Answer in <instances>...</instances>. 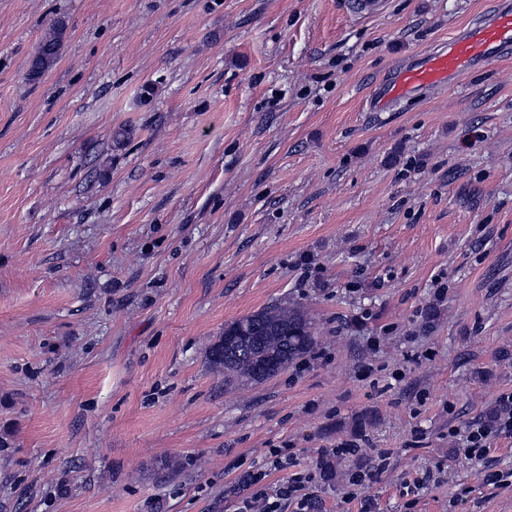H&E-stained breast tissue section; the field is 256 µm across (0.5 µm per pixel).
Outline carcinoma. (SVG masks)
<instances>
[{"label": "carcinoma", "mask_w": 512, "mask_h": 512, "mask_svg": "<svg viewBox=\"0 0 512 512\" xmlns=\"http://www.w3.org/2000/svg\"><path fill=\"white\" fill-rule=\"evenodd\" d=\"M65 29L62 20L49 26L26 73L28 80L39 78L55 64L63 46ZM244 326L254 327L258 341L244 343L228 360L215 345L207 352L209 363L224 370L226 385L261 382L308 353L315 343L313 321L297 308L267 307L225 325L224 332L235 333ZM268 363L270 370L259 374V367Z\"/></svg>", "instance_id": "carcinoma-1"}]
</instances>
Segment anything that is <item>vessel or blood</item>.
Here are the masks:
<instances>
[{"label":"vessel or blood","mask_w":512,"mask_h":512,"mask_svg":"<svg viewBox=\"0 0 512 512\" xmlns=\"http://www.w3.org/2000/svg\"><path fill=\"white\" fill-rule=\"evenodd\" d=\"M511 57L512 0H498L494 11L477 15L459 28L448 43L424 52L376 84L368 109L395 111L415 94L454 87L485 63Z\"/></svg>","instance_id":"1"}]
</instances>
